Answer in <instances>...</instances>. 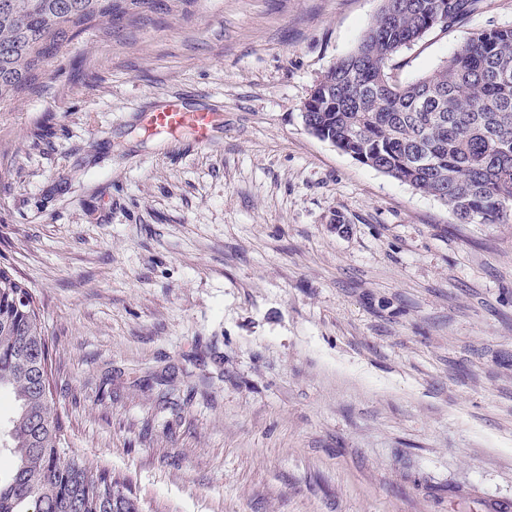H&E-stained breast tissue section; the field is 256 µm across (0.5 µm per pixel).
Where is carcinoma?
Returning a JSON list of instances; mask_svg holds the SVG:
<instances>
[{"label": "carcinoma", "mask_w": 512, "mask_h": 512, "mask_svg": "<svg viewBox=\"0 0 512 512\" xmlns=\"http://www.w3.org/2000/svg\"><path fill=\"white\" fill-rule=\"evenodd\" d=\"M0 0V105L87 28L106 35L122 3ZM353 51L323 76L307 130L363 165L430 195L460 224L512 222V27L476 32L433 73L399 84L394 57L478 0H382ZM49 346L27 286L0 266V393L15 404L0 512H144L132 480L65 448Z\"/></svg>", "instance_id": "1"}]
</instances>
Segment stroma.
Segmentation results:
<instances>
[{"instance_id":"35a3bbf8","label":"stroma","mask_w":512,"mask_h":512,"mask_svg":"<svg viewBox=\"0 0 512 512\" xmlns=\"http://www.w3.org/2000/svg\"><path fill=\"white\" fill-rule=\"evenodd\" d=\"M382 0H156L0 107V265L30 288L68 450L147 512H489L512 504V223L310 134L314 85ZM479 0L394 59L406 84ZM208 143L151 133L167 99ZM218 115L187 107L179 99H168L160 107L147 114L149 127L175 132L183 128L193 131L200 143L212 138Z\"/></svg>"}]
</instances>
